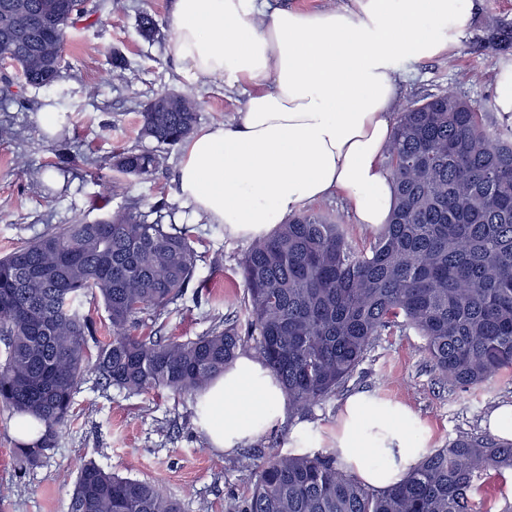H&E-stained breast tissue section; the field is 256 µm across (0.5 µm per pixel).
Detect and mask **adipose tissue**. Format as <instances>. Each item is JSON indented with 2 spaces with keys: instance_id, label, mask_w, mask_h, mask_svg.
I'll return each mask as SVG.
<instances>
[{
  "instance_id": "obj_1",
  "label": "adipose tissue",
  "mask_w": 512,
  "mask_h": 512,
  "mask_svg": "<svg viewBox=\"0 0 512 512\" xmlns=\"http://www.w3.org/2000/svg\"><path fill=\"white\" fill-rule=\"evenodd\" d=\"M472 0H351L302 11L267 0H174L172 54L184 81L258 84L237 121L183 146L181 197L238 238L266 236L305 205L343 192L359 223H388L385 165L400 73L441 54ZM210 442L230 453L282 418V390L257 359L239 356L206 394ZM406 406L355 394L329 442L340 468L387 490L420 464L426 440Z\"/></svg>"
}]
</instances>
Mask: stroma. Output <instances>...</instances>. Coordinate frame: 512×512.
I'll list each match as a JSON object with an SVG mask.
<instances>
[{"instance_id": "stroma-1", "label": "stroma", "mask_w": 512, "mask_h": 512, "mask_svg": "<svg viewBox=\"0 0 512 512\" xmlns=\"http://www.w3.org/2000/svg\"><path fill=\"white\" fill-rule=\"evenodd\" d=\"M113 2L72 31L54 86L19 81L11 98H0V125L11 129L0 137V256L58 226L94 221L96 199L107 200L114 211L131 200L147 214L162 207L165 223L186 228L198 261L180 299L165 312L142 314V331L186 340L224 320L243 319L240 262L251 242L229 236L223 225L208 223L182 203L176 182L182 149L140 137L139 113L158 92L190 89L201 106L200 126L226 123L242 111L250 88L228 89L220 82L187 86L171 53L173 0ZM144 12L159 22L151 42L138 31ZM492 27L512 28V0H473L458 39L439 56L408 65L400 103L453 91L481 111H496L497 78L512 65V47L486 55L478 42ZM116 52L127 61L118 75L110 65ZM47 108L55 118L50 131L42 125ZM123 149L158 152L161 163L151 175L115 185L112 154ZM423 346L411 330L381 336L347 394L367 391L408 406L432 448L462 434H487L491 410L512 403V373L455 390L437 379ZM342 402L336 396L303 415L286 411L283 420L227 455L210 446L195 398L130 394L100 384L90 373L74 394L71 421L55 448L31 469L20 470L14 417L0 410V512H70L78 468L89 460L158 485L185 512H224L228 498L247 497L252 488L241 453H289L295 438L317 437L335 424Z\"/></svg>"}]
</instances>
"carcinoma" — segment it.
Instances as JSON below:
<instances>
[{
  "label": "carcinoma",
  "mask_w": 512,
  "mask_h": 512,
  "mask_svg": "<svg viewBox=\"0 0 512 512\" xmlns=\"http://www.w3.org/2000/svg\"><path fill=\"white\" fill-rule=\"evenodd\" d=\"M95 0H0V58L26 84L61 74L70 29ZM492 51L512 30L489 29ZM199 103L162 91L140 112L145 136L176 146L193 133ZM159 164L135 150L114 156L120 174ZM397 205L390 223L356 250L346 225L305 210L258 238L242 261L247 332L224 322L189 340L138 332L139 314L161 313L187 288L197 254L187 231L150 222L136 201L88 223L49 231L0 258V406L29 415L41 436L17 447L19 469L38 464L67 425L73 394L92 370L129 393L204 390L252 349L298 413L336 396L380 336L412 330L439 379L467 390L512 373V114L496 118L453 93L401 110L387 152ZM100 297L111 338L95 339L83 313ZM97 347L90 354V343ZM251 495L226 512H485L475 495L512 472V442L460 435L428 452L402 483L375 491L344 474L336 452L246 457ZM71 512H182L156 485L106 471H79Z\"/></svg>",
  "instance_id": "carcinoma-1"
}]
</instances>
